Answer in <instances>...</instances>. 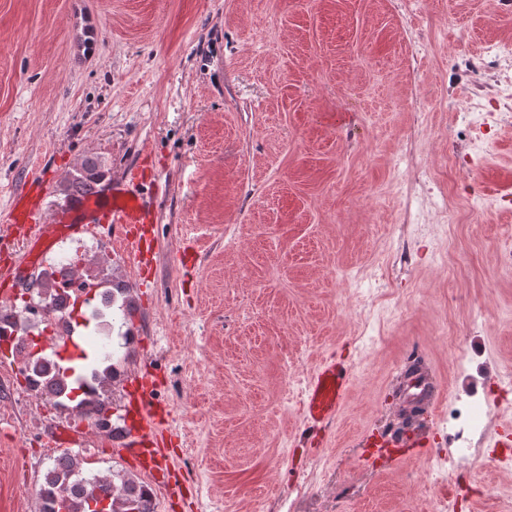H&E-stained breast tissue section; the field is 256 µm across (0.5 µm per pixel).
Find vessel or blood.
I'll return each mask as SVG.
<instances>
[{
	"label": "vessel or blood",
	"mask_w": 512,
	"mask_h": 512,
	"mask_svg": "<svg viewBox=\"0 0 512 512\" xmlns=\"http://www.w3.org/2000/svg\"><path fill=\"white\" fill-rule=\"evenodd\" d=\"M146 185L147 179L141 172L132 174L125 186L115 185L108 189L100 184L93 185L88 192L72 198L65 210L49 218L43 217L40 203L41 194L47 188L46 182H38L26 195L15 197L6 221L22 246L19 268L35 269L41 257L57 240L94 236L105 224L118 226L129 263L141 265L152 250L145 236V226L152 220L144 192ZM19 268L0 275V302L8 304L14 299L19 286ZM349 382L350 373L345 364L325 362L318 367L309 382L302 406L308 440H316L320 423L337 416L347 396ZM129 384L139 395V423L126 428L117 448L120 453L147 459L153 479L161 484L166 483L169 467L160 450L153 420V383L145 377H134ZM404 385L405 403L435 397L436 391L428 373L412 375L405 379ZM421 445V438L392 433L379 438L370 435L365 439L367 452L386 458L391 465L402 460L404 449Z\"/></svg>",
	"instance_id": "obj_1"
}]
</instances>
